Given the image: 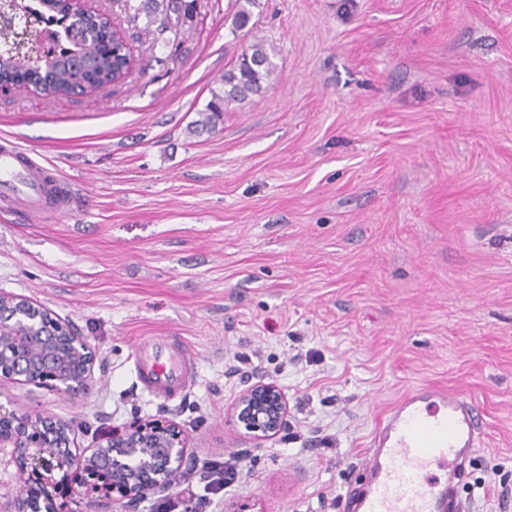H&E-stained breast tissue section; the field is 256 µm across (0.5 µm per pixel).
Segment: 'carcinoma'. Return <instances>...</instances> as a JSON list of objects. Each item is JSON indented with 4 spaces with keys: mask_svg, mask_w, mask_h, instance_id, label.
<instances>
[{
    "mask_svg": "<svg viewBox=\"0 0 512 512\" xmlns=\"http://www.w3.org/2000/svg\"><path fill=\"white\" fill-rule=\"evenodd\" d=\"M196 2L197 0H144V3L134 5L132 0H124L123 9L126 17L133 22L139 18L141 12L150 15L159 9L164 13V21L158 29V35L162 36L167 32L176 35L183 20L192 17L193 11L196 10ZM236 2L239 3V7L232 19L231 32L236 35L244 30L251 34V38L230 68L224 71L221 87L211 90L210 100L198 111L199 119L188 129L189 134L194 136L203 132H215L224 121V110L231 105L243 104L251 96L258 94L263 88L264 81L275 71L265 40L254 34V26L250 25V7L256 4V0ZM65 7V0H32L25 4V9L34 16L47 10L61 11ZM88 25L91 32L86 40L89 58L93 60V67L88 76L96 87H106L118 80L126 70L128 48L124 41L114 43L108 39L106 25L98 16L89 15ZM72 66L73 62L65 58L60 59L58 65L51 71H44L35 63L12 61L8 58L0 61V70L13 77L17 88L50 84L61 93L67 91L71 85Z\"/></svg>",
    "mask_w": 512,
    "mask_h": 512,
    "instance_id": "obj_1",
    "label": "carcinoma"
}]
</instances>
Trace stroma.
I'll list each match as a JSON object with an SVG mask.
<instances>
[{"label": "stroma", "instance_id": "obj_1", "mask_svg": "<svg viewBox=\"0 0 512 512\" xmlns=\"http://www.w3.org/2000/svg\"><path fill=\"white\" fill-rule=\"evenodd\" d=\"M111 13L132 71L101 90L0 97V137L89 197L64 221L0 207V291L69 319L97 355L89 394L0 385V408L88 432L169 418L197 462L241 458L213 493L199 473L169 512H343L381 414L402 392L469 396L485 442L469 512L512 480V0H257L275 65L215 133L188 127L242 41L236 0H197L171 50L158 16ZM148 336L198 355L186 395L136 383ZM277 384L288 426L255 447L239 393Z\"/></svg>", "mask_w": 512, "mask_h": 512}]
</instances>
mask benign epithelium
<instances>
[{
	"instance_id": "7a95c632",
	"label": "benign epithelium",
	"mask_w": 512,
	"mask_h": 512,
	"mask_svg": "<svg viewBox=\"0 0 512 512\" xmlns=\"http://www.w3.org/2000/svg\"><path fill=\"white\" fill-rule=\"evenodd\" d=\"M15 0H0V28L14 32L16 49L50 68L60 57L63 41L78 39V21L90 10L81 0H67L66 9L45 22L5 9ZM97 356L73 324L54 310L22 295L0 293V383L21 382L72 399L90 389ZM287 397L280 387L259 380L237 400L234 421L256 447L276 437L287 424ZM81 427L43 415H18L0 406V448L13 449L28 478L16 488L0 512H55L53 493L66 483L76 450L85 483L100 497L99 512H136L151 495L168 492L192 466L188 438L174 420L136 419L121 430L95 434L84 448Z\"/></svg>"
}]
</instances>
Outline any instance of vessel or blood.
Returning <instances> with one entry per match:
<instances>
[{
  "label": "vessel or blood",
  "instance_id": "b4317fda",
  "mask_svg": "<svg viewBox=\"0 0 512 512\" xmlns=\"http://www.w3.org/2000/svg\"><path fill=\"white\" fill-rule=\"evenodd\" d=\"M54 165L37 160L15 140L0 139V201L31 217H63L82 206L83 190L69 191ZM196 355L178 336H155L133 356L137 382L147 393L169 400L194 380ZM483 442L482 422L472 400L442 387L420 385L401 395L371 433L366 471L369 485L358 512H459L453 490L462 463ZM447 481L433 479L435 469Z\"/></svg>",
  "mask_w": 512,
  "mask_h": 512
}]
</instances>
